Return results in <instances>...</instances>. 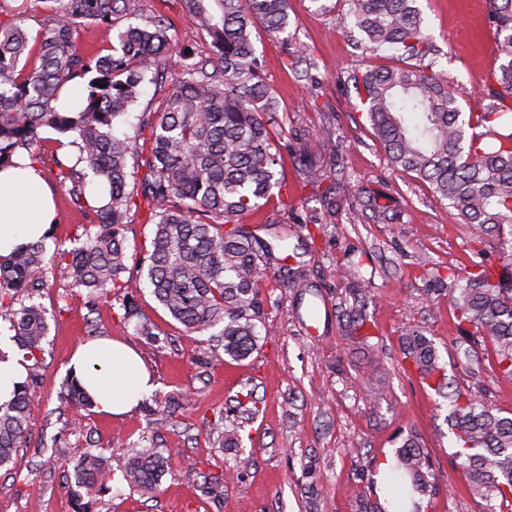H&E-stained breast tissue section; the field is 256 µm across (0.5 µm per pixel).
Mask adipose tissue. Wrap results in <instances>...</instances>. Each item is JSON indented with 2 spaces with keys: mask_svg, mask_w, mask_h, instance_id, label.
Instances as JSON below:
<instances>
[{
  "mask_svg": "<svg viewBox=\"0 0 512 512\" xmlns=\"http://www.w3.org/2000/svg\"><path fill=\"white\" fill-rule=\"evenodd\" d=\"M54 222V203L42 188L36 166L28 157H18L16 166L0 171V257L42 239ZM69 368L98 412L112 417L130 412L155 388L137 352L116 338L79 342Z\"/></svg>",
  "mask_w": 512,
  "mask_h": 512,
  "instance_id": "1",
  "label": "adipose tissue"
}]
</instances>
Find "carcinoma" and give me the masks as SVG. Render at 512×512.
I'll return each instance as SVG.
<instances>
[{
    "label": "carcinoma",
    "instance_id": "obj_1",
    "mask_svg": "<svg viewBox=\"0 0 512 512\" xmlns=\"http://www.w3.org/2000/svg\"><path fill=\"white\" fill-rule=\"evenodd\" d=\"M50 24L35 38L18 25H0V168L41 141L52 129L70 137L72 153L57 155L61 190L95 222L83 225L81 244L57 248L45 256L43 242L27 243L0 258V319L9 322L14 342L25 358L38 361L49 333L46 310L35 301L54 269L92 299L114 294L124 326L150 346L161 342L154 324L140 312L137 300L120 293L128 266L126 229L131 212L144 206L153 225L150 249L135 268L146 277L152 294L168 313L194 332L214 330L209 353L217 361L228 356L245 360L258 349L263 298L258 280L278 269L282 281L299 300L312 297L308 313L315 318L319 290L305 264H285L287 238L273 224L261 228L242 218L274 196L288 195L281 170L280 138L303 143L293 156L306 186L328 183L320 209L308 220L322 224L336 216L337 200L350 182L343 177L331 134L315 136L304 128H283L273 87L261 73L253 31L262 27L285 34L289 0H182L196 25L212 39L214 58L182 55L179 76L164 91L157 111L144 113L135 134L120 138L113 122L124 116L147 83V58L168 46L164 20L116 29L118 20L134 12L136 0H53ZM349 11L337 15L338 26L354 21L366 48H394L407 62L358 70L353 82L362 111L384 148L390 167L414 173L429 183L437 198L453 207L467 224L479 227L498 249V263L473 262L465 287L448 289V302L463 338L476 347H494L502 377L512 379V0H489L488 19L502 63L492 72L489 103L481 112L461 110L436 61L423 27L418 0H349ZM82 27L117 30L112 52L86 55L74 36ZM35 46H30V42ZM287 69L315 90L321 83L315 62L300 48L289 54ZM86 104L78 112L58 107L66 84L88 74ZM106 87L101 88L99 84ZM149 143L145 155L131 141ZM93 174L106 189L101 205L87 198ZM363 207L372 217L393 219L378 197L368 191ZM264 230L271 239L258 234ZM362 261L343 269L353 303L338 315L342 335L361 352L371 353L366 327L367 292ZM403 355L422 380L448 400V423L459 466L471 493L489 512H512V417L496 405L461 388L448 376L433 340L411 326L403 333ZM25 382L14 398L0 405V466L23 446L33 420ZM61 400L90 410L92 398L72 378L62 383ZM168 467L154 445L127 455L125 481L152 491ZM67 482L75 512H93L96 496L110 490L111 468L96 450L73 465ZM431 456L410 431L401 437L389 469L384 502L367 503L369 512H421V500L434 489Z\"/></svg>",
    "mask_w": 512,
    "mask_h": 512
}]
</instances>
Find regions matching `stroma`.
Masks as SVG:
<instances>
[{
    "label": "stroma",
    "mask_w": 512,
    "mask_h": 512,
    "mask_svg": "<svg viewBox=\"0 0 512 512\" xmlns=\"http://www.w3.org/2000/svg\"><path fill=\"white\" fill-rule=\"evenodd\" d=\"M418 4L438 51V70L460 90L464 111H481L488 78L499 65L486 0ZM136 5V12L119 25L136 26L154 17L167 22L172 47L165 77L177 73L180 49L209 55L208 35L197 29L181 0H136ZM348 8L347 0H336L329 12L315 10L311 0H290L287 36L260 30L255 46L263 74L279 95L282 116L312 132L331 128L352 190L377 193L398 220L387 224L363 218L351 197L335 223L309 234L304 220L313 206L312 190L300 184L292 155H285L287 203L270 199L245 221L280 222L290 249L302 255L311 282L324 297L321 316L314 326L302 320L295 295L277 272H265L259 282L265 311L260 348L243 361H212L205 334L189 332L172 319L137 272L125 274L123 285L161 334L158 348L144 345L133 329L124 328L111 303L91 299L69 279L49 273L37 297L47 312L49 334L29 391L35 417L24 447L0 468V512H73L65 482L75 460L91 448L117 457L145 436L170 456L160 487L154 492L129 487L121 471H114L112 489L95 512H360L362 499L379 487L380 464L393 456L395 437L403 429L420 435L434 462L435 491L424 499L423 512H485L454 458L447 406L407 368L401 340L407 326H418L434 340L456 383L486 395L503 414L512 413V380L494 368L492 346L466 350L447 295L426 293L421 278L427 268L452 267L466 276L472 262L467 243L480 230L462 223L427 182L388 169L385 152L345 78L401 59L388 50L375 54L365 49L356 27L337 28V14ZM48 17L47 0H0V21L21 23L30 35L40 33ZM296 46L319 66L318 94L284 66ZM59 150L51 131L34 150L57 212L45 241L50 252L74 247L81 225L93 219L57 185L52 157ZM358 259L372 297L369 332L381 360L376 371L354 353L336 320L337 307L349 297L341 271ZM95 330L139 351L155 379L154 397L178 400L162 425H150L138 408L120 418L65 410L60 398L65 367L75 345ZM221 426L237 428L239 451L218 447L214 430ZM189 461L196 465L190 477L183 472ZM213 476L224 478L223 489L207 491L205 481Z\"/></svg>",
    "instance_id": "stroma-1"
}]
</instances>
